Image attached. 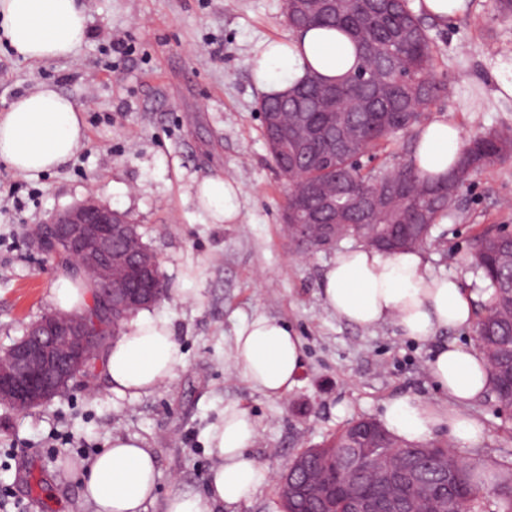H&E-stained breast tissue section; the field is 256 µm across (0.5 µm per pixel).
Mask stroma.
Segmentation results:
<instances>
[{
    "label": "stroma",
    "mask_w": 512,
    "mask_h": 512,
    "mask_svg": "<svg viewBox=\"0 0 512 512\" xmlns=\"http://www.w3.org/2000/svg\"><path fill=\"white\" fill-rule=\"evenodd\" d=\"M88 37L69 58L33 62L0 42V113L37 84H53L85 109L86 139L63 167L21 175L0 162V352L52 311L61 266L32 247L34 231L56 211L95 195L127 212L160 259L167 293L150 309L169 318L182 362L175 377L139 398L113 394L102 361L49 404L20 414L0 405V499L7 512H93L66 461L89 459L115 436L140 439L157 458L156 498L204 493L216 459L206 437L236 403L258 423L251 453L281 474L304 449L348 423L380 420L403 395L434 403L427 374L436 346L474 344L472 329L443 330L417 342L393 326L361 329L339 320L320 296L321 273L336 247L317 250L289 236L285 184L258 118L261 92L248 61L264 40L288 37L284 0H84ZM440 25L427 21L434 71L448 95L433 118L463 136L512 128V15L495 0ZM129 46L124 57L113 40ZM224 177L243 187L235 224H210L196 209L193 180ZM512 227V157L476 173L451 217L423 251L430 270L470 291L480 284L468 261L474 237ZM265 315L291 326L303 347L297 385L269 398L229 359L234 327ZM469 414L485 429L471 461L512 462V414L492 396Z\"/></svg>",
    "instance_id": "stroma-1"
}]
</instances>
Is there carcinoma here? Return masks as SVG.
I'll return each instance as SVG.
<instances>
[{
    "label": "carcinoma",
    "instance_id": "1",
    "mask_svg": "<svg viewBox=\"0 0 512 512\" xmlns=\"http://www.w3.org/2000/svg\"><path fill=\"white\" fill-rule=\"evenodd\" d=\"M300 0H284V14L293 31L318 27L338 30L347 35L361 54L360 65L335 83L343 96L336 98V110L350 132V147L335 159L321 161L288 149V165H283L272 145H267L273 162L284 178L300 184H333L347 191L336 199V210L321 208V199L309 197L306 207L320 213L326 221L338 225L336 241L353 238L377 250L395 244L404 235L412 241L405 247H423L432 232L451 216L460 190L479 170L512 155V129L489 128L479 137L463 141L454 164L451 183L432 180L419 172L413 158L407 159L409 175L380 166L370 170L360 165L363 157L373 158L389 148L401 135L397 128L401 115H408L410 126L422 124L432 104L448 93V81L434 73L430 38L422 19L409 7L408 0H336L328 13L304 14ZM311 73L291 88L293 98L281 95L264 98L263 112H280L284 120L293 118L296 107L316 95ZM381 186V207L366 211L358 196ZM472 267L480 272V291L488 301L480 304L473 328L478 347L486 357L491 373V395L496 402L512 409V391L503 387L501 372L512 369V233L499 226L478 235L470 253ZM91 320L104 325L106 336L119 337L128 319L109 325L101 307L88 310ZM356 430L382 436L384 450L405 461L408 475L395 485L384 487L376 474L367 472L362 481L374 496L400 503L409 496L420 497L425 507L437 512H487L494 498L497 512H512V464L492 471L479 462L462 460L445 442L413 445L395 438L376 422L363 419L346 427L323 443L295 457L310 469L336 474V483L345 479L344 453ZM281 512H317L311 498L284 499L277 494Z\"/></svg>",
    "mask_w": 512,
    "mask_h": 512
}]
</instances>
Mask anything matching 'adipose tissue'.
<instances>
[{"mask_svg": "<svg viewBox=\"0 0 512 512\" xmlns=\"http://www.w3.org/2000/svg\"><path fill=\"white\" fill-rule=\"evenodd\" d=\"M87 22L83 0H0V38L24 60L72 56L87 37ZM357 64L347 36L319 28L262 42L249 61L255 86L267 96L283 92L311 72L329 82L340 80ZM81 113L79 104L51 84L18 96L0 113V160L23 175L66 165L86 138ZM416 140L418 167L434 178L447 176L461 146L459 126L434 118L420 128ZM242 193L239 182L223 177L193 185L196 207L212 224L237 223ZM320 295L325 307L346 323L363 328L390 323L415 341L430 340L441 329L475 324L474 294L456 278L431 273L418 248L392 255L362 245L338 251L324 269ZM89 297L88 279L64 271L51 301L60 311L76 312L87 306ZM230 360L252 388L279 398L297 383L301 342L281 321L264 315L245 318L235 327ZM180 363L170 319L147 311L103 352L110 389L121 397L151 394L175 376ZM427 367L441 403L396 397L385 405L384 427L406 442L430 439L444 429L453 447H477L484 426L466 409L490 386L483 354L445 343L436 348ZM256 435L257 422L250 412L226 405L221 423L208 435L218 464L206 492L170 495L163 512H218L250 501L272 475L268 465L249 453ZM78 473L95 512H146L147 503L156 498V457L135 438L112 437Z\"/></svg>", "mask_w": 512, "mask_h": 512, "instance_id": "1", "label": "adipose tissue"}]
</instances>
